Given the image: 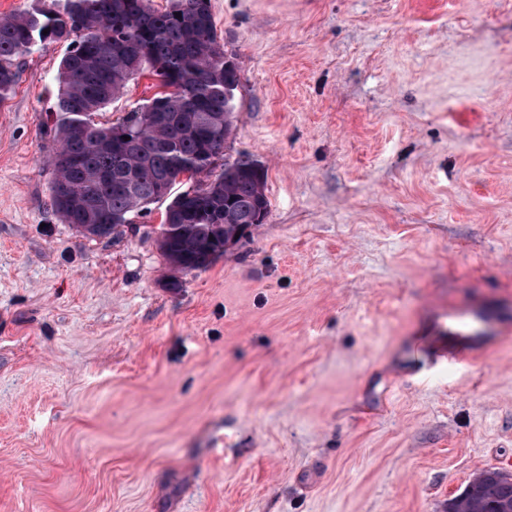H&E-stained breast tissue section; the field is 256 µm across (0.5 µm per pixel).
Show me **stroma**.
I'll return each instance as SVG.
<instances>
[{
    "mask_svg": "<svg viewBox=\"0 0 512 512\" xmlns=\"http://www.w3.org/2000/svg\"><path fill=\"white\" fill-rule=\"evenodd\" d=\"M209 4L269 213L180 287L166 201L50 206L66 44L0 102V512H448L512 473V330L439 358L450 309H512V0Z\"/></svg>",
    "mask_w": 512,
    "mask_h": 512,
    "instance_id": "1",
    "label": "stroma"
}]
</instances>
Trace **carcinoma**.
<instances>
[{
  "mask_svg": "<svg viewBox=\"0 0 512 512\" xmlns=\"http://www.w3.org/2000/svg\"><path fill=\"white\" fill-rule=\"evenodd\" d=\"M0 17V102L16 82L19 60L33 47L66 43L58 74L51 207L65 224H95L106 236L134 213H146L185 175L209 171L232 132L239 69L218 42L209 0H40ZM48 33H43V30ZM148 70L165 91L132 107L117 123L95 114L134 75ZM267 170L241 153L190 195L166 207L159 248L177 277L208 268L224 238L269 212ZM475 512H512V481L488 470L469 482Z\"/></svg>",
  "mask_w": 512,
  "mask_h": 512,
  "instance_id": "cac0c4a2",
  "label": "carcinoma"
}]
</instances>
